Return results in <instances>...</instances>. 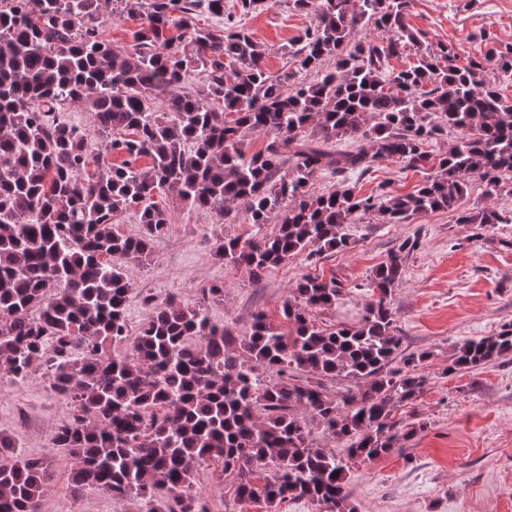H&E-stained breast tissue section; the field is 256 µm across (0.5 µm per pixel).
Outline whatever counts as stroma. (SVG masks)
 <instances>
[{"label": "stroma", "mask_w": 512, "mask_h": 512, "mask_svg": "<svg viewBox=\"0 0 512 512\" xmlns=\"http://www.w3.org/2000/svg\"><path fill=\"white\" fill-rule=\"evenodd\" d=\"M407 20L430 49L448 44L464 60L480 56L487 39L512 42V0H410ZM314 22L313 15L284 4L240 19L264 49L269 71L293 73L295 83L306 85L317 82L321 73L301 69L289 46ZM423 179V173L401 162L383 161L357 183L366 196L379 191L400 195ZM504 184V191L490 199L484 182L471 178L459 210L423 213L407 224L366 215L349 227L356 239L352 250L326 253L314 262L301 254L256 282L225 267L211 248L219 236L245 241L273 235L276 224H251L242 212L225 224L168 192L169 234L154 242L146 261L114 260L133 286L128 334L138 335L149 312L146 298L158 302L170 295L191 306L204 303L212 321L238 332L259 309L273 324L286 327L283 303L306 274L338 278L349 289L338 307L313 314L319 325L330 328L371 299L367 285L389 251L405 239H417L419 246L409 255L392 299L404 352L426 355L420 371L427 384L416 401L396 407L393 416L424 428L399 441L389 455L356 461L349 479L351 501L357 512H512V353L476 370L448 371L460 343L512 325V223L478 230L457 221L460 211L485 205L512 216V175L505 176ZM219 283L223 296L204 297V288ZM66 417L64 401L51 390L43 368L18 383L0 377V432L12 435L23 452L46 457L47 512H142V503L132 496L71 492V460L65 451L48 446L51 432ZM219 471L211 461L197 469L194 489L206 499L209 512H264L259 503L242 506L235 479Z\"/></svg>", "instance_id": "35a3bbf8"}]
</instances>
